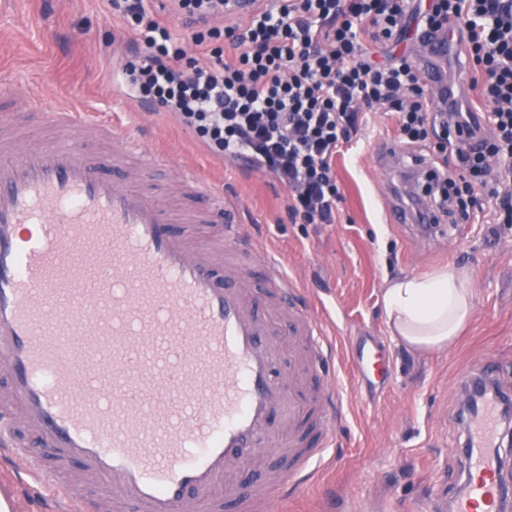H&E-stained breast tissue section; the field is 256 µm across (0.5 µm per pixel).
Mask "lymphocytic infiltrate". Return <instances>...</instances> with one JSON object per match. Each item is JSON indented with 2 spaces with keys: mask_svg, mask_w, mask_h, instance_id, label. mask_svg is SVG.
<instances>
[{
  "mask_svg": "<svg viewBox=\"0 0 512 512\" xmlns=\"http://www.w3.org/2000/svg\"><path fill=\"white\" fill-rule=\"evenodd\" d=\"M135 36L129 83L192 129L215 156L266 169L285 191L291 223L332 224L342 193L334 159L373 107L394 113L399 137L439 162L424 196L451 223L472 219L476 190L494 221L512 224V0H256L235 16L230 0H168L169 19H149L145 0H108ZM415 21L420 43L450 33L471 68L469 87L488 110L472 124L435 103L407 57L372 60ZM185 30L174 38L171 22ZM225 37L228 48H207ZM206 47V60L184 44Z\"/></svg>",
  "mask_w": 512,
  "mask_h": 512,
  "instance_id": "lymphocytic-infiltrate-1",
  "label": "lymphocytic infiltrate"
}]
</instances>
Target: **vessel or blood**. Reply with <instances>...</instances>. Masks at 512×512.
Masks as SVG:
<instances>
[{"label":"vessel or blood","mask_w":512,"mask_h":512,"mask_svg":"<svg viewBox=\"0 0 512 512\" xmlns=\"http://www.w3.org/2000/svg\"><path fill=\"white\" fill-rule=\"evenodd\" d=\"M27 109L68 136L24 150L0 115V472L34 475L61 512L94 501L106 512H270L313 479L344 409L328 370L333 310L310 313L281 260L200 174L178 176L205 205L173 232L169 205L136 183L169 157L84 109L38 94ZM90 133L117 153L89 151ZM129 159L126 179L109 176ZM200 224L219 227L227 259L194 247ZM241 255L261 265L273 317L261 314ZM351 370L382 382L390 359L356 345ZM313 372L326 383L312 391L301 381ZM278 417L284 464L244 488L235 467L261 452ZM310 420L323 434L315 443ZM32 430L39 457L27 448ZM495 439L493 408L478 407L458 448L463 489L432 512H502L512 486L485 453Z\"/></svg>","instance_id":"obj_1"}]
</instances>
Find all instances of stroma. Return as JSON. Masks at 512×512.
Wrapping results in <instances>:
<instances>
[{"label":"stroma","mask_w":512,"mask_h":512,"mask_svg":"<svg viewBox=\"0 0 512 512\" xmlns=\"http://www.w3.org/2000/svg\"><path fill=\"white\" fill-rule=\"evenodd\" d=\"M129 38L107 0H0V69L11 72L16 94L34 88L50 102L85 104L117 118L146 147L170 152L172 167L158 172L169 187H176L186 165L213 177L238 206L245 232L279 253L309 294L312 311L334 307L330 332L346 416L319 479L283 512H430L438 495L455 496L463 472L456 448L465 398L455 386L457 372L492 362L501 384L512 386V224L490 225L487 209L478 223L449 224L430 236L410 219L388 222L393 207L413 213L408 165L430 151L398 142L394 117L380 111L369 114L336 156L339 223L285 222L283 192L266 171L215 157L170 114L142 111L117 77L130 61ZM393 52L411 56L419 68L441 70L452 82L468 67L458 55L435 59L412 35ZM448 262L473 276L471 322L448 350L411 354L388 332L384 290L397 277ZM363 336L390 354L386 383L351 376L347 351Z\"/></svg>","instance_id":"obj_1"}]
</instances>
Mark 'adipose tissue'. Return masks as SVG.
<instances>
[{
	"label": "adipose tissue",
	"instance_id": "obj_1",
	"mask_svg": "<svg viewBox=\"0 0 512 512\" xmlns=\"http://www.w3.org/2000/svg\"><path fill=\"white\" fill-rule=\"evenodd\" d=\"M473 278L455 264L390 281L384 293L392 338L412 352L448 349L473 314Z\"/></svg>",
	"mask_w": 512,
	"mask_h": 512
}]
</instances>
